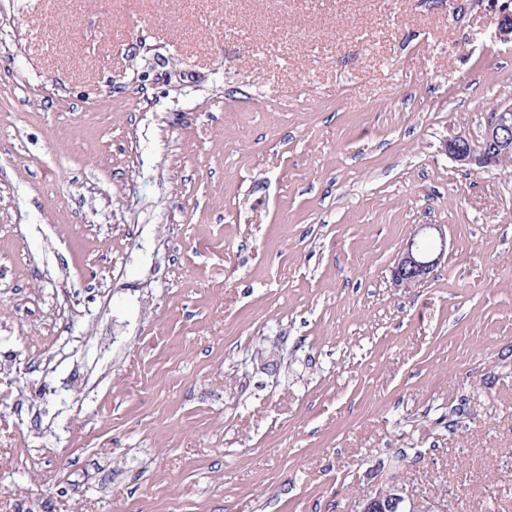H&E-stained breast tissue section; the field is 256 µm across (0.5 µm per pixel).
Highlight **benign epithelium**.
Returning a JSON list of instances; mask_svg holds the SVG:
<instances>
[{
  "instance_id": "1",
  "label": "benign epithelium",
  "mask_w": 512,
  "mask_h": 512,
  "mask_svg": "<svg viewBox=\"0 0 512 512\" xmlns=\"http://www.w3.org/2000/svg\"><path fill=\"white\" fill-rule=\"evenodd\" d=\"M495 35L503 42H512V8L504 7L495 20ZM450 158L463 167L484 170L502 166L512 155V97L498 101L484 113L483 130L476 141L459 135L447 143ZM422 239H430L434 247L426 250L411 239L397 256L393 280L402 288H413L432 273L446 249V237L439 224H421ZM454 504L431 503L408 492L404 481L394 477L385 485L357 497L350 512H453Z\"/></svg>"
}]
</instances>
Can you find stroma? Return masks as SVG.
Listing matches in <instances>:
<instances>
[{"label": "stroma", "instance_id": "obj_1", "mask_svg": "<svg viewBox=\"0 0 512 512\" xmlns=\"http://www.w3.org/2000/svg\"><path fill=\"white\" fill-rule=\"evenodd\" d=\"M503 2L0 0V496L512 512ZM446 148L450 158L472 170L502 166L503 160L512 155V97L498 101L484 113L478 140L459 135L448 141ZM421 233L422 241L430 239L434 247L425 250L422 242L415 237ZM446 249V237L440 224H421L406 244L402 252L397 256L393 267V280L402 288H413L423 282L432 273L441 260ZM455 504L431 503L414 497L404 481L394 477L380 486L358 496L350 505L352 512H451Z\"/></svg>", "mask_w": 512, "mask_h": 512}]
</instances>
